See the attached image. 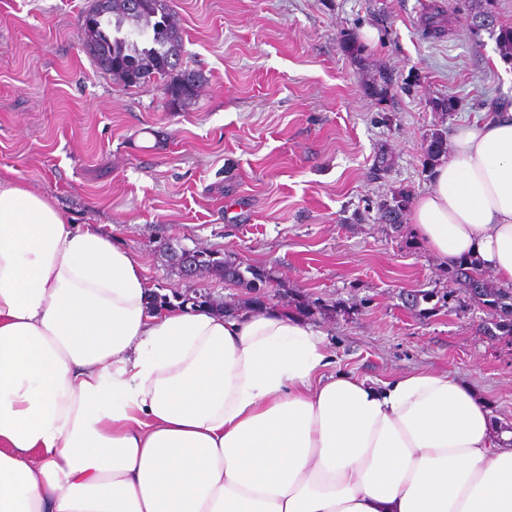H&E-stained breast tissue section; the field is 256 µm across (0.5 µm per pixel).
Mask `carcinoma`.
Returning <instances> with one entry per match:
<instances>
[{"label": "carcinoma", "instance_id": "carcinoma-1", "mask_svg": "<svg viewBox=\"0 0 512 512\" xmlns=\"http://www.w3.org/2000/svg\"><path fill=\"white\" fill-rule=\"evenodd\" d=\"M471 26L491 29L495 26L492 11L480 6L468 16ZM84 44L94 48L90 53L97 66L112 77V82L123 87L136 86L158 77L166 81L165 93L169 102L183 105L197 95L203 82L199 74L180 69L182 35L171 22L170 5L161 15L146 9L134 0H112V18L86 22L82 30ZM497 46L500 56L512 61V28L499 30ZM391 80L378 72L369 85L378 97L388 94ZM409 199L400 194L381 207L380 219L394 227L401 224ZM180 271L212 270L224 280L255 291L267 286V276L254 266H236V260L224 257H202L197 251L174 252ZM456 281L487 313L483 332L491 339H512V288H500L483 275L475 262L464 260L448 271Z\"/></svg>", "mask_w": 512, "mask_h": 512}]
</instances>
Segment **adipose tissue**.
I'll list each match as a JSON object with an SVG mask.
<instances>
[{
    "label": "adipose tissue",
    "instance_id": "obj_1",
    "mask_svg": "<svg viewBox=\"0 0 512 512\" xmlns=\"http://www.w3.org/2000/svg\"><path fill=\"white\" fill-rule=\"evenodd\" d=\"M411 223L512 283V108L458 129ZM152 291L0 176V512H512V429L473 387L336 373L288 312Z\"/></svg>",
    "mask_w": 512,
    "mask_h": 512
}]
</instances>
